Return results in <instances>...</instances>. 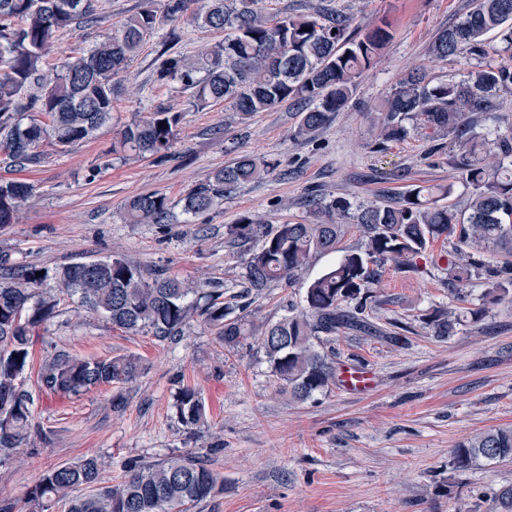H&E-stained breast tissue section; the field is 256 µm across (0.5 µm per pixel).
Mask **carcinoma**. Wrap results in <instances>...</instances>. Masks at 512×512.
<instances>
[{"label": "carcinoma", "instance_id": "cac0c4a2", "mask_svg": "<svg viewBox=\"0 0 512 512\" xmlns=\"http://www.w3.org/2000/svg\"><path fill=\"white\" fill-rule=\"evenodd\" d=\"M265 0H166L158 15L154 0L115 34L77 56L67 57L54 71L44 69L55 33L89 25L98 18L99 0H0V164L11 171L40 163L38 148L46 138L65 153L92 136L112 114L116 80L127 75L144 35L159 29L165 18L189 15L191 23L224 31V41L197 58L172 55L158 69L161 81L190 91L196 107L229 101L240 118L249 119L285 101L305 105L298 133L312 135L330 114L350 101L359 76L377 63L390 38L385 26L362 34L351 21L321 10L270 15ZM498 40L500 60H486L485 36ZM429 56L444 61L463 56L475 61L467 79L433 82L422 68L410 71L384 106L379 123L381 142L408 137L410 128L432 141L450 139L451 163L470 202L459 210L445 203L454 183L415 185L393 204L359 205L354 215L363 245L344 252L332 267L310 281L302 309L274 323L257 326L244 313L227 317L223 293L204 291L161 270L145 275L123 256L72 263L54 270L27 266L18 271L0 253V457L21 453L30 425V394L21 375L30 364L36 330L58 315L59 299L41 291L49 279L60 291L78 297L81 305L101 313L128 332L150 330L168 339L181 337L199 318L215 329L216 339L235 350L255 338L270 371L297 401L325 393L336 383L335 362L319 350L336 335L371 334L376 327L365 315L377 297L384 267L392 262L414 268L413 259L443 238H455L448 260V282L457 295L475 279L484 280L482 306L469 310L480 318L487 308L512 294V135L479 134L470 116L492 111L498 93L512 89V0H472L458 24L442 30ZM50 119L46 126L35 114ZM179 115L158 108L123 126L112 153L163 155L170 149ZM273 171L265 161L244 156L192 188L183 199L186 214L204 213L241 185ZM33 186L0 178V224H13ZM314 221L269 227L251 215L227 225L231 243L247 248L241 278L245 297H257L273 284L288 287L307 272L312 254H334L348 230L342 224L352 204L345 198L312 200ZM131 224H169L172 204L158 194L139 195L125 205ZM499 257L490 262L486 255ZM44 274L37 275V272ZM195 299H189V296ZM463 322L450 309L423 315L433 336L446 338ZM147 370L135 355L110 359L60 354L41 370L46 389L79 396L113 383H132ZM175 407L181 424L192 433L205 416L198 392L181 388ZM452 470H469L479 460L512 459V428L480 433L452 449ZM115 486L100 485V462L86 456L48 471L31 491L34 512L67 504V512H189L224 490V483L198 458L177 455L160 463L132 460Z\"/></svg>", "mask_w": 512, "mask_h": 512}]
</instances>
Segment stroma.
Returning <instances> with one entry per match:
<instances>
[{
    "label": "stroma",
    "instance_id": "stroma-1",
    "mask_svg": "<svg viewBox=\"0 0 512 512\" xmlns=\"http://www.w3.org/2000/svg\"><path fill=\"white\" fill-rule=\"evenodd\" d=\"M270 11L305 13L330 6L367 30L387 26L391 38L365 70L348 105L319 132H298L292 103L240 119L225 104L193 107L179 84L162 82V54L198 56L222 42L223 32L186 19L168 21L150 35L117 88L111 120L93 136L58 153L44 144L42 163L19 172L33 196L17 223L0 226V251L19 266L48 269L119 254L147 270L216 288L229 306L240 303L242 251L226 227L245 213L277 226L311 218V194L352 204L392 203L413 184L454 181L450 150L432 152L420 133L378 141V118L398 82L414 67L437 81L466 79L468 63L432 60L436 35L459 23L470 0H266ZM141 0H101L99 19L56 34L48 64L63 61L118 32ZM181 115L165 156L116 155L112 141L123 125L156 108ZM275 163L264 179L243 185L220 206L172 224H131L124 204L160 193L180 204L186 193L242 155ZM449 243L437 241L416 257L412 271L388 264L383 295L391 304L370 312L385 329L398 325L404 344L341 333L330 347L336 364L370 372L373 385L353 392L342 385L303 402L278 391L257 347L226 352L213 330L195 322L186 336L161 339L150 331L117 329L99 313L60 296L58 315L33 340L24 387L31 395L32 428L22 459L0 461V507L31 512L30 492L50 469L95 455L100 481L117 484L125 462H159L192 454L224 481L221 494L195 512H497L494 494L512 485V460L478 461L452 476V448L473 435L512 428V303L464 320L440 339L420 316L437 307L458 312L480 305L474 281L465 300L448 286ZM304 284L272 287L249 308L254 322H270L299 305ZM110 358L134 354L149 365L134 384L97 387L78 397L41 387L38 373L54 355ZM184 386L206 409L188 433L173 406ZM121 408H114L115 400ZM455 497L443 496L448 481Z\"/></svg>",
    "mask_w": 512,
    "mask_h": 512
}]
</instances>
